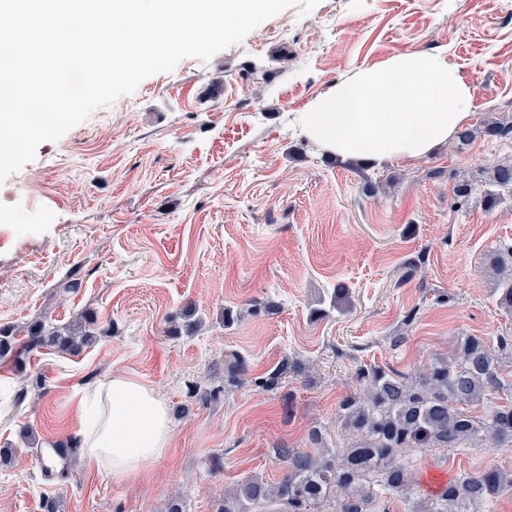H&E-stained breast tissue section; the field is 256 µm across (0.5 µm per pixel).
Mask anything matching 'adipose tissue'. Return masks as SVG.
I'll return each mask as SVG.
<instances>
[{"label": "adipose tissue", "instance_id": "adipose-tissue-1", "mask_svg": "<svg viewBox=\"0 0 512 512\" xmlns=\"http://www.w3.org/2000/svg\"><path fill=\"white\" fill-rule=\"evenodd\" d=\"M472 92L447 56L403 54L359 70L302 115L305 132L341 158L383 162L423 156L470 117ZM93 422L81 431L83 461L122 482L147 472L171 444L166 401L124 374L99 383Z\"/></svg>", "mask_w": 512, "mask_h": 512}]
</instances>
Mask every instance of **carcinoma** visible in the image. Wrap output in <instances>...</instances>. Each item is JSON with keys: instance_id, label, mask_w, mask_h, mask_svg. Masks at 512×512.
Wrapping results in <instances>:
<instances>
[{"instance_id": "carcinoma-1", "label": "carcinoma", "mask_w": 512, "mask_h": 512, "mask_svg": "<svg viewBox=\"0 0 512 512\" xmlns=\"http://www.w3.org/2000/svg\"><path fill=\"white\" fill-rule=\"evenodd\" d=\"M512 193V163L495 166L484 192L493 209ZM497 306L512 314V245L494 256ZM16 332L0 327V358L19 359ZM95 322L83 317L58 326L48 317L26 329V347L53 345L78 352L95 339ZM304 364L285 357L255 384L274 391L283 380L299 375ZM248 361L234 356L227 383L248 374ZM512 335L490 341L460 334L451 338L450 355L437 357L416 373L379 365L356 369L355 390L339 404L345 437L331 440L312 432L313 449H278L284 467L275 485L255 476L239 480L217 504L216 512H385V501L398 497L407 512H496L498 500L512 496V469L487 465L457 473L439 493L420 495L409 457L427 448L512 446ZM224 392L198 383L189 397L205 405ZM483 406V413L475 408Z\"/></svg>"}]
</instances>
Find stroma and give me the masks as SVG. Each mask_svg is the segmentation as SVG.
<instances>
[{
    "label": "stroma",
    "instance_id": "1",
    "mask_svg": "<svg viewBox=\"0 0 512 512\" xmlns=\"http://www.w3.org/2000/svg\"><path fill=\"white\" fill-rule=\"evenodd\" d=\"M432 52L472 89L469 144L376 164L304 132L302 112L361 68ZM492 120L512 124V0H321L210 61L146 78L41 144L0 182V325L89 312L105 334L75 354L44 346L0 361V448L15 450L0 463V512H44L49 499L59 512H165L176 494L185 512H215L241 478L281 479L278 448L336 433L358 366L410 371L447 354L452 336L511 334L490 264L512 243V197L490 211L480 202L483 170L512 161V137L485 131ZM463 179L473 191L460 205ZM341 285L342 309L313 316ZM268 300L275 313L256 311ZM187 307L204 329L170 335ZM227 310L244 316L224 326ZM234 352L249 381L205 405L188 398V383L222 382ZM286 356L304 376L254 385ZM115 373L151 385L173 421L165 456L127 482L50 450L79 441L81 399ZM25 426L40 449L24 447ZM215 454L224 468L213 473ZM412 463L429 497L458 471L511 468L512 447L430 448Z\"/></svg>",
    "mask_w": 512,
    "mask_h": 512
}]
</instances>
